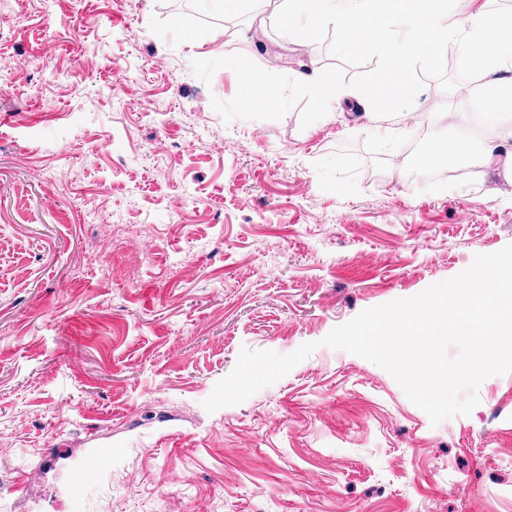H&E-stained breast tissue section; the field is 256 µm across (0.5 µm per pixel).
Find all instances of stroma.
Segmentation results:
<instances>
[{
    "label": "stroma",
    "instance_id": "35a3bbf8",
    "mask_svg": "<svg viewBox=\"0 0 512 512\" xmlns=\"http://www.w3.org/2000/svg\"><path fill=\"white\" fill-rule=\"evenodd\" d=\"M0 0V512H512V374L431 425L324 338L512 243V184L416 174L406 108L327 121L298 80L383 65L267 0ZM246 50L266 91L242 108ZM431 135L486 140L444 57L411 61ZM314 351L202 402L242 347ZM25 477L16 490L17 477Z\"/></svg>",
    "mask_w": 512,
    "mask_h": 512
}]
</instances>
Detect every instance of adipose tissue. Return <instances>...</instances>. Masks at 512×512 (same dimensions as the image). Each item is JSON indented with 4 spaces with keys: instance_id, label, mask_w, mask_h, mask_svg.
Instances as JSON below:
<instances>
[{
    "instance_id": "1",
    "label": "adipose tissue",
    "mask_w": 512,
    "mask_h": 512,
    "mask_svg": "<svg viewBox=\"0 0 512 512\" xmlns=\"http://www.w3.org/2000/svg\"><path fill=\"white\" fill-rule=\"evenodd\" d=\"M378 9L389 21L372 32L366 23ZM278 12L310 37L335 24L345 51L361 50L376 40L385 64L356 92L373 105H411L417 88L404 70L407 61L425 60L451 47L464 60L481 61L484 111L496 116L499 126L496 136L484 142L478 165L488 172L512 170L511 13H495L464 0V19L453 26L447 0H280Z\"/></svg>"
}]
</instances>
